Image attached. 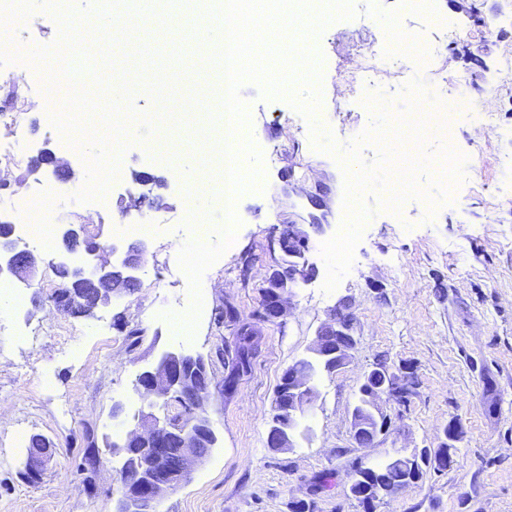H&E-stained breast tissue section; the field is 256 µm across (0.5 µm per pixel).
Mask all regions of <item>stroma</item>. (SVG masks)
<instances>
[{"mask_svg": "<svg viewBox=\"0 0 512 512\" xmlns=\"http://www.w3.org/2000/svg\"><path fill=\"white\" fill-rule=\"evenodd\" d=\"M356 15L330 23L319 35L320 124L329 128L337 152L316 149L310 129L289 124L293 106L264 98L245 83L240 95L250 113L248 138L264 164L262 191L240 197L234 243L202 275L207 305L194 333L177 338L166 319L169 303L189 294L178 256L194 234L187 212L195 179L211 168L203 145L188 141L192 124L216 128L209 84L194 66L176 67L175 94L195 100L175 124H158L151 138L136 121L126 141L120 182L111 184L105 206L74 202L58 207L54 224H81L103 245L144 242L140 286L92 315L77 317L53 301L63 284L59 265L66 253L60 235L35 248L40 260L33 288L19 309L0 323V512H114L118 460L108 445L130 431L147 407L136 391L138 376L168 351L201 355L211 376L208 415L218 443L181 488L165 493L158 512H294L313 502V512H364L347 492L348 476L361 457L385 460L396 449H436L442 429L458 421L463 434L451 467L428 472L375 512H512V209L504 203L512 181L496 165L512 155V75L500 67L512 53V0H354ZM452 26L432 70L381 72L374 87L392 115L405 112L408 79L429 96L428 111L442 110L450 81L466 77L478 107L493 123L464 116L454 129V151L465 158L469 181L457 200L427 215L418 205L401 214L381 206L385 191L364 196L373 215L354 248L353 264L331 291L321 246L343 221L345 169L340 157L374 120L359 103V74L368 50L397 37L411 43ZM16 76L22 108L20 130L33 152L50 148L75 171L73 185L87 178L85 155L66 142L50 119L49 89L22 61L2 62ZM151 174L154 184L138 176ZM9 194L53 192L52 168L32 173L30 164L0 160ZM149 194L137 214L165 223L141 237L120 234L119 218L133 199ZM469 219L460 230L458 213ZM288 229L309 237L307 269L292 283L284 315L262 317V290L283 264L278 239ZM352 313L357 346L349 364L314 379L318 398L301 420L295 448L267 446L275 390L284 371L303 357L317 330L337 309ZM260 336L251 366L233 391H225V362L239 323ZM413 372L416 385L406 403H384L388 429L375 446L360 447L350 432V409L364 372L379 361ZM54 445L53 458L36 479L24 477L33 435ZM98 452L95 468L84 465ZM331 473V486L312 495L315 478Z\"/></svg>", "mask_w": 512, "mask_h": 512, "instance_id": "stroma-1", "label": "stroma"}]
</instances>
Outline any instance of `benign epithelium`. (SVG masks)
Listing matches in <instances>:
<instances>
[{
    "label": "benign epithelium",
    "instance_id": "benign-epithelium-1",
    "mask_svg": "<svg viewBox=\"0 0 512 512\" xmlns=\"http://www.w3.org/2000/svg\"><path fill=\"white\" fill-rule=\"evenodd\" d=\"M64 238L71 253L79 247L85 254L95 257L106 249L120 253L111 262L97 264L92 275L86 274L79 265L74 268L77 277L96 292L95 307L110 304L114 295H130L138 289V271L145 252L143 244H130L122 251L114 245L105 248L80 238L71 228L65 231ZM278 244L288 257L297 262L305 261L307 237L290 230L280 236ZM4 259L5 263H0V273L6 271L23 283L31 282V274L38 264L31 252L13 248L4 252ZM117 276L124 281L125 287H112ZM267 287L273 289L272 304L263 307V318L275 321L284 313L286 285L272 276ZM356 345L357 337L352 327L335 320L317 331L310 348L311 358L324 361V371L333 373L347 364ZM370 382L373 383L369 387L373 421H362L354 409L350 415L351 433L360 447L373 445L384 434L387 415L381 403L394 399L401 388L408 386V380L386 363L378 364L364 374L361 385ZM210 384L205 360L187 351L168 352L155 366L139 375L137 391L151 398L149 406L160 401L174 402L183 406L184 413L178 416L166 413L159 417L151 411H143L138 417V426L126 433V439L112 443V455L122 459L115 512H156L160 495L184 485L194 467L207 459L217 443L207 415ZM281 393L288 394V414L278 415L273 421L276 432L268 434L269 446L276 449L294 447L299 421L317 398L313 373L300 365L286 369ZM53 454L54 448L48 441L43 448L31 449L25 475L35 476Z\"/></svg>",
    "mask_w": 512,
    "mask_h": 512
}]
</instances>
